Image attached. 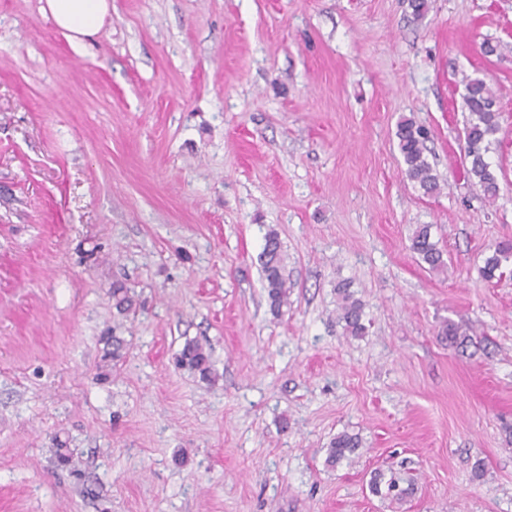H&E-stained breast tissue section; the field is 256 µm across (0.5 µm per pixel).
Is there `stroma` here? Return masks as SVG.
I'll list each match as a JSON object with an SVG mask.
<instances>
[{
    "label": "stroma",
    "instance_id": "obj_1",
    "mask_svg": "<svg viewBox=\"0 0 512 512\" xmlns=\"http://www.w3.org/2000/svg\"><path fill=\"white\" fill-rule=\"evenodd\" d=\"M428 3L112 0L79 54L39 0H0V512H512V274H481L512 241V0ZM468 76L498 97L492 201L465 172ZM405 117L435 194L403 172ZM193 338L215 384L174 366ZM342 432L362 446L328 467ZM402 466L405 503L370 492ZM430 131L412 118H404L397 126L398 149L405 165V173L424 194L435 193L440 185L434 169L427 159ZM410 241L412 252L430 269L437 270L445 266L443 252L438 248L437 243L431 240L428 225H419L413 232ZM261 263L270 311L278 316L284 307H288L289 291L281 244L278 233L274 229H268L265 234ZM336 290L340 300L338 320L343 323L344 333L353 337L365 336L368 328L364 323V305L353 297L349 284L341 283ZM469 331V329H463L462 325L458 323L448 321L442 327L439 335L442 336V340L448 341V348L457 351L461 349L463 353L470 344H473L472 336L468 334Z\"/></svg>",
    "mask_w": 512,
    "mask_h": 512
}]
</instances>
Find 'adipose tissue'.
<instances>
[{"mask_svg": "<svg viewBox=\"0 0 512 512\" xmlns=\"http://www.w3.org/2000/svg\"><path fill=\"white\" fill-rule=\"evenodd\" d=\"M40 12L50 18L75 51H83L112 12L111 0H40Z\"/></svg>", "mask_w": 512, "mask_h": 512, "instance_id": "1", "label": "adipose tissue"}]
</instances>
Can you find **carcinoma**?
Instances as JSON below:
<instances>
[{
  "label": "carcinoma",
  "mask_w": 512,
  "mask_h": 512,
  "mask_svg": "<svg viewBox=\"0 0 512 512\" xmlns=\"http://www.w3.org/2000/svg\"><path fill=\"white\" fill-rule=\"evenodd\" d=\"M463 104L469 114L464 128V149L467 158L466 171L473 183L479 187L487 200L496 198L499 186L496 172L486 160V154L492 143V138L499 131V113L495 109V92L481 78L464 80ZM430 131L418 124L412 118L401 120L397 126L396 137L398 149L405 165V173L411 181L419 186L423 193L433 194L439 189V180L427 159V145ZM410 249L418 259L437 270L445 266L443 252L437 243L431 240L430 228L427 225L418 226L413 232ZM262 271L266 283L267 299L270 311L278 316L282 309L288 306V278L285 276L284 259L278 233L268 229L265 234V245L261 256ZM512 264V242L498 243L482 269V275L487 280H493L503 275V267ZM339 296L338 320L343 323L344 333L348 336L360 337L367 333L364 323V305L353 297L349 284L337 286ZM112 299L115 308L125 313L132 308V299L128 289L113 286ZM442 339L448 342V347L454 350H466L473 343L472 336L462 325L453 321L447 322L440 331ZM104 361H119L122 358L124 340L119 336L104 337ZM176 366L185 369L199 377L204 382L215 380L211 362V352L197 339H188L178 355ZM361 447V439L347 432L336 435L327 448L325 463L334 468L342 460L356 454ZM370 490L373 494L393 501H402L413 494V483L401 486V478L376 473L370 480Z\"/></svg>",
  "instance_id": "cac0c4a2"
}]
</instances>
